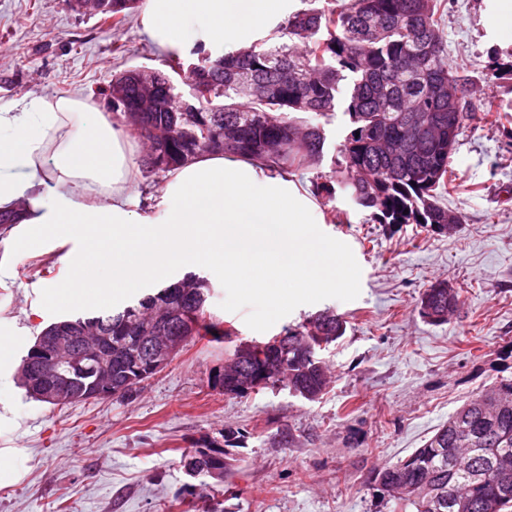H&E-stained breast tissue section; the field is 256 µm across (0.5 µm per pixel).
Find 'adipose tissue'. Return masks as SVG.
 I'll use <instances>...</instances> for the list:
<instances>
[{
	"label": "adipose tissue",
	"mask_w": 512,
	"mask_h": 512,
	"mask_svg": "<svg viewBox=\"0 0 512 512\" xmlns=\"http://www.w3.org/2000/svg\"><path fill=\"white\" fill-rule=\"evenodd\" d=\"M297 8L298 0H145L140 23L167 51L227 53L269 36ZM139 151L81 98L23 99L0 112V209L26 203L29 238L68 233L82 243L51 303L108 300L176 259L223 266L225 278L247 280L275 308L289 282L341 286L336 269L346 259L305 243L299 227L317 205L291 177L204 154L171 171L160 200L140 215L128 204ZM266 224L280 225V236L268 237Z\"/></svg>",
	"instance_id": "obj_1"
}]
</instances>
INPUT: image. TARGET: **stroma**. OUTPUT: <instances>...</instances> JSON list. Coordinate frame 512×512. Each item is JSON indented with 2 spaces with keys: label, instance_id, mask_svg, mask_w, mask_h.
<instances>
[{
  "label": "stroma",
  "instance_id": "obj_1",
  "mask_svg": "<svg viewBox=\"0 0 512 512\" xmlns=\"http://www.w3.org/2000/svg\"><path fill=\"white\" fill-rule=\"evenodd\" d=\"M448 60L468 65L473 117L453 158L462 221L450 234L416 224L364 221L344 200L319 203L313 237L351 266L342 288H299L276 310L222 269L176 262L139 290L106 302L53 306L47 289L70 277L80 242L68 235L19 245L21 226L0 237V512H392L370 482L374 469L421 447L472 393L512 376V134L480 104L512 99V78L487 81L493 37L486 0H448ZM162 48L137 15L118 30L68 0H0V109L34 96L81 95L110 111L113 77L157 67ZM205 277L209 309L232 339L199 336L125 399L54 409L27 398L18 367L49 324L118 310L188 272ZM445 281L463 307L441 325L418 313L423 291ZM332 309L346 333L326 351L330 383L315 401L288 389L229 396L211 384L239 340L263 341ZM240 431L233 473L188 494L184 453Z\"/></svg>",
  "mask_w": 512,
  "mask_h": 512
}]
</instances>
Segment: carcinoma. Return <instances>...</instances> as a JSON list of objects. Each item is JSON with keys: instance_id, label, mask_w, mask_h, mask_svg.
Listing matches in <instances>:
<instances>
[{"instance_id": "cac0c4a2", "label": "carcinoma", "mask_w": 512, "mask_h": 512, "mask_svg": "<svg viewBox=\"0 0 512 512\" xmlns=\"http://www.w3.org/2000/svg\"><path fill=\"white\" fill-rule=\"evenodd\" d=\"M136 0H112L100 20L122 26ZM298 9L266 39L224 56L196 50L189 57L167 53L164 69L139 74L129 69L112 78V112L133 134L147 141L143 159L148 174L168 173L204 153H221L255 162L271 172L297 173L304 165L321 166L330 150L325 126L338 109L348 117L339 145L341 160L329 172L311 177L312 192L329 202L340 197L377 224H417L450 234L460 217L448 211L443 198L454 184L453 156L458 137L472 119L466 99L467 79L448 65V44L442 22L446 0H302ZM194 69L197 85L185 112L169 109L167 96ZM457 107L448 110V95ZM492 123L512 122V100L486 103ZM453 137H448V128ZM178 283L190 290L186 305L192 328L186 336L231 331L207 310L206 279L189 273ZM166 286L144 295L119 311L71 316L49 324L48 336L63 327L89 335L112 337V352L127 359L140 356L144 337L155 334V320L167 312ZM460 292L438 282L428 288L419 315L431 324L448 321L460 310ZM346 332L345 321L327 309L295 328H285L288 352L282 374L295 389L322 394L328 366L321 357ZM239 346L227 353L224 374L214 384L231 396L274 386L248 372L239 361ZM18 377L27 395L56 406L35 389L26 365ZM73 399L66 407L90 399L92 372L71 373ZM112 388L130 397L137 383L127 370L112 369ZM512 473V377L473 394L448 416L422 447L407 458L376 470L372 481L415 486L382 494L402 512H508L512 489L506 491L500 472Z\"/></svg>"}]
</instances>
